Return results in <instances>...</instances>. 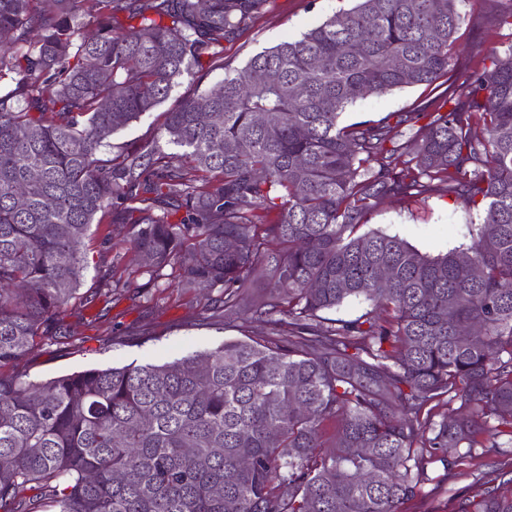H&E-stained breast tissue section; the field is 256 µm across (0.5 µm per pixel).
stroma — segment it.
<instances>
[{
	"instance_id": "stroma-1",
	"label": "stroma",
	"mask_w": 512,
	"mask_h": 512,
	"mask_svg": "<svg viewBox=\"0 0 512 512\" xmlns=\"http://www.w3.org/2000/svg\"><path fill=\"white\" fill-rule=\"evenodd\" d=\"M351 6V0H268L246 28L225 42V66H243L253 55L281 41L299 38L335 12ZM511 9L512 0H464L465 21L455 38L457 47L465 52V61L482 56L491 43L502 51L512 46V30L497 25L499 16ZM223 77V69L204 76L185 75L156 109L109 137L100 149V157L105 159L159 139L166 112ZM445 97L442 87L397 89L358 101L347 109L341 122L347 125L379 121ZM483 219V212L435 193L407 205L384 200L370 215L368 226L399 236L420 252L434 256L469 245L471 225L482 223ZM86 245L89 266L80 297L58 316L63 335L38 341L25 360L13 366V373L44 381L89 368L163 364L242 336V328L224 321L221 290L203 295L173 287L176 271L169 267L165 268L159 287L143 289L144 279L128 241L127 225L102 216L92 224ZM511 460L512 447L479 453L452 477L442 462L430 461L421 494L405 501L400 510L453 512L455 495L473 492L480 478Z\"/></svg>"
}]
</instances>
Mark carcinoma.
Masks as SVG:
<instances>
[{"instance_id":"1","label":"carcinoma","mask_w":512,"mask_h":512,"mask_svg":"<svg viewBox=\"0 0 512 512\" xmlns=\"http://www.w3.org/2000/svg\"><path fill=\"white\" fill-rule=\"evenodd\" d=\"M266 2L97 0L87 20L77 0H0V369L61 334L100 212L130 225L145 289L176 264L180 287L224 289L230 323L245 283L267 288L262 336L0 372V512H400L447 449H465L452 469L512 445V48L459 66L464 0H357L166 113L182 152L98 157L183 75L224 68ZM445 76L446 111L339 124ZM436 192L484 212L466 251L359 233L382 199ZM353 297L373 309L322 316ZM453 512H512V466Z\"/></svg>"}]
</instances>
